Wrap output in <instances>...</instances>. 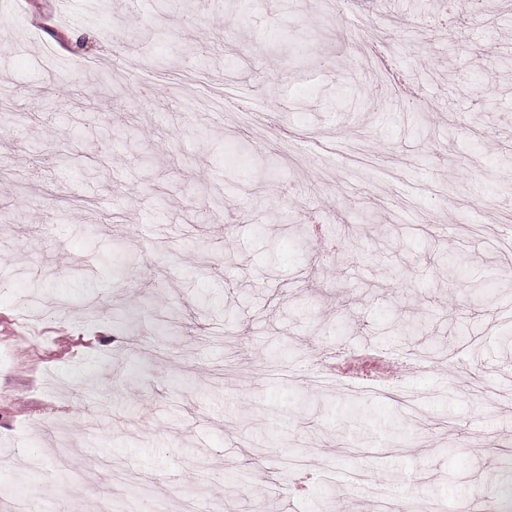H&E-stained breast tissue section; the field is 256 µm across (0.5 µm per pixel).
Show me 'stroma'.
Listing matches in <instances>:
<instances>
[{"label":"stroma","instance_id":"obj_1","mask_svg":"<svg viewBox=\"0 0 512 512\" xmlns=\"http://www.w3.org/2000/svg\"><path fill=\"white\" fill-rule=\"evenodd\" d=\"M447 10L0 0V500L500 512L512 0ZM375 44L415 108L379 92ZM340 352L420 370L354 390Z\"/></svg>","mask_w":512,"mask_h":512}]
</instances>
